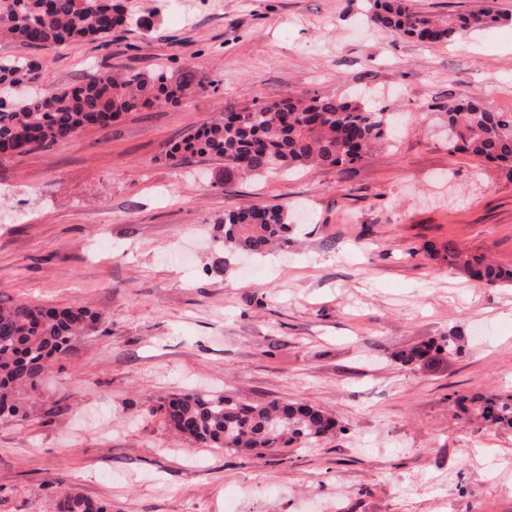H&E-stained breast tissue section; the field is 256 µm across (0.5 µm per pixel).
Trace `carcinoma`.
<instances>
[{"mask_svg": "<svg viewBox=\"0 0 512 512\" xmlns=\"http://www.w3.org/2000/svg\"><path fill=\"white\" fill-rule=\"evenodd\" d=\"M375 26L424 45L448 44L468 32L496 26L509 17L489 9L445 16L413 7L412 0H369ZM134 18L126 0H0V35L48 48L90 39L108 42ZM37 62L0 57V146L51 148L75 139L86 127L106 124L146 106H176L196 87L191 76L166 70L114 74L97 71L78 86L32 97L24 88L38 75ZM450 149L493 161L512 179V112H496L461 97L446 112ZM393 122L360 103L322 98L256 100L239 110L224 108L209 124L171 150L224 159V175L263 176L284 168H347L373 147L386 143ZM291 217L278 205L253 206L224 214V249L263 256L288 245ZM448 261L459 264L483 287L512 283V269L482 255L448 245ZM97 328L96 317L81 307L56 308L19 301L0 307V415L19 413L14 392L33 387L45 362L64 355L70 341ZM456 337L424 343L398 354L412 366L456 347ZM454 403L474 420L512 428V396H456ZM168 425L204 448L237 452L315 443L346 430L335 415L302 403L237 404L224 397L173 395L152 408ZM57 512H109L79 493H63Z\"/></svg>", "mask_w": 512, "mask_h": 512, "instance_id": "carcinoma-1", "label": "carcinoma"}]
</instances>
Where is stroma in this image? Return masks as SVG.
Returning a JSON list of instances; mask_svg holds the SVG:
<instances>
[{"instance_id":"stroma-1","label":"stroma","mask_w":512,"mask_h":512,"mask_svg":"<svg viewBox=\"0 0 512 512\" xmlns=\"http://www.w3.org/2000/svg\"><path fill=\"white\" fill-rule=\"evenodd\" d=\"M152 28L0 56L61 89L95 71H192L199 93L73 141L0 158V305L80 306L98 327L0 417V512H57L76 492L112 512H512V429L451 394H512V285L476 286L448 246L512 268V180L448 148L460 95L512 112V21L421 45L369 25L367 0H128ZM396 114L388 144L343 172L224 180L173 147L225 106L285 96ZM307 211L288 247L243 260L225 213ZM455 334L413 367L398 352ZM195 391L303 402L345 430L314 444L204 448L153 408Z\"/></svg>"}]
</instances>
